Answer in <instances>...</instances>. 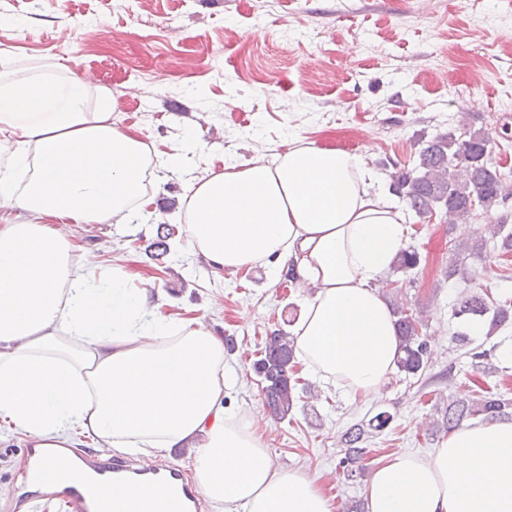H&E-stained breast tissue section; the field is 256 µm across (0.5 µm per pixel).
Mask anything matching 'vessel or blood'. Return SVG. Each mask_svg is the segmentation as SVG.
I'll return each mask as SVG.
<instances>
[{
    "label": "vessel or blood",
    "instance_id": "obj_1",
    "mask_svg": "<svg viewBox=\"0 0 512 512\" xmlns=\"http://www.w3.org/2000/svg\"><path fill=\"white\" fill-rule=\"evenodd\" d=\"M46 454L43 448L27 451L26 478L37 489L36 496L28 500L30 512H39L45 501L58 504L61 512H102L104 503L100 492L111 484L168 487L171 494L159 503L160 512H195L197 507V489L179 468L155 462L135 464L98 452H86L82 454L81 460L93 470V479L62 488L58 485L56 475L44 464Z\"/></svg>",
    "mask_w": 512,
    "mask_h": 512
}]
</instances>
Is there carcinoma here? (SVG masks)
I'll return each instance as SVG.
<instances>
[{
	"label": "carcinoma",
	"instance_id": "1",
	"mask_svg": "<svg viewBox=\"0 0 512 512\" xmlns=\"http://www.w3.org/2000/svg\"><path fill=\"white\" fill-rule=\"evenodd\" d=\"M493 144L490 135L466 126L458 134L453 131L438 133L421 142L412 168L391 174L392 190L414 216L423 221L438 213L444 216L445 223L459 224L473 219L480 211L487 214L512 199V172H503L492 162ZM505 227L506 219L503 218L492 231L494 245L503 253L512 251V231H505ZM158 229L160 235L153 242V248L158 255L164 256L169 251L168 240L175 235L176 227L160 224ZM419 265L418 250L409 246L400 250L393 269L397 273L408 274ZM446 277L472 282L480 277V273L477 268H471L457 258L448 264ZM389 306L396 317L399 333V371L407 375L424 372L428 365V346L422 334L425 327L423 317L410 312V308L399 301L391 300ZM453 316L463 323L484 319L489 322V331L493 332L512 323V302L497 301L487 287L481 294L462 297L453 310ZM455 340L468 348L472 366H481L488 353L471 347L472 339L467 331L456 332ZM294 363L295 346L290 334L281 329L267 333L253 370L260 378L265 405L280 419L286 418L295 406L297 380L292 373ZM509 415H512V398L498 391L482 390L472 396L448 397V405L441 413V424L450 432L467 419H501ZM390 420L391 414L382 411L368 425L355 424L342 434L345 452L340 466L347 476H353V465L366 453L361 444L369 437V431L382 430Z\"/></svg>",
	"mask_w": 512,
	"mask_h": 512
}]
</instances>
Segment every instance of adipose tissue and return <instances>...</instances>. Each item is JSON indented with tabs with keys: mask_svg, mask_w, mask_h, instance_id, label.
<instances>
[{
	"mask_svg": "<svg viewBox=\"0 0 512 512\" xmlns=\"http://www.w3.org/2000/svg\"><path fill=\"white\" fill-rule=\"evenodd\" d=\"M85 82L36 72L0 79V421L49 448L62 482L80 477L69 447L151 455L188 449L215 512H333L316 479L272 458L255 414L224 410V340L204 316L162 313L121 264L104 274L73 224H125L145 195L143 143L84 109ZM186 241L215 276L293 264L304 299L294 337L306 366L361 398L380 395L398 356L374 283L403 246L401 206L362 156L313 143L250 160L195 185ZM369 512H512V421L463 424L428 457L382 462Z\"/></svg>",
	"mask_w": 512,
	"mask_h": 512,
	"instance_id": "1",
	"label": "adipose tissue"
}]
</instances>
